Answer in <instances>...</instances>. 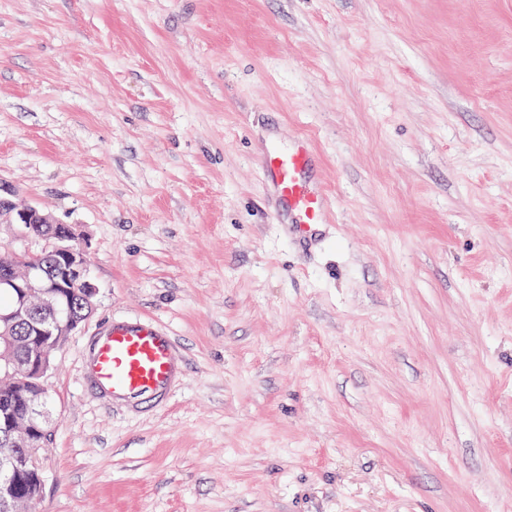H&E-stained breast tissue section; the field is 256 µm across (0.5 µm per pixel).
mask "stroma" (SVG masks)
I'll use <instances>...</instances> for the list:
<instances>
[{
    "mask_svg": "<svg viewBox=\"0 0 512 512\" xmlns=\"http://www.w3.org/2000/svg\"><path fill=\"white\" fill-rule=\"evenodd\" d=\"M301 133L308 248L259 167ZM0 180L97 287L36 512H512V0H0ZM112 317L165 404L87 386ZM85 366L95 390L132 411L166 402L183 375L172 336L141 319L112 320L95 339Z\"/></svg>",
    "mask_w": 512,
    "mask_h": 512,
    "instance_id": "stroma-1",
    "label": "stroma"
}]
</instances>
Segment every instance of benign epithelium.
I'll return each mask as SVG.
<instances>
[{"label": "benign epithelium", "instance_id": "7a95c632", "mask_svg": "<svg viewBox=\"0 0 512 512\" xmlns=\"http://www.w3.org/2000/svg\"><path fill=\"white\" fill-rule=\"evenodd\" d=\"M6 220L19 228L18 237L26 238L32 225L45 226L41 251L60 262L46 268L39 263H25L17 271L0 275V288L13 290L17 299L6 310H0V326L10 330L26 324L35 336H68L80 322L62 313L59 292L74 288L89 309L94 308L96 286L89 277L88 263L75 229L67 224L55 225L53 218L31 205L20 206L14 201V191L0 181V221ZM4 359L5 371L16 377L14 393L27 400V410L20 416L3 420L9 447L0 448V512H12L20 501L17 492L21 476L32 474L37 485L43 484L37 448L40 447L37 423L48 421L47 411L36 404V395L45 390L43 385L33 389L29 379H40L47 373L45 351L37 344L30 349L23 370L19 371Z\"/></svg>", "mask_w": 512, "mask_h": 512}]
</instances>
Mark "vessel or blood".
I'll return each mask as SVG.
<instances>
[{
	"label": "vessel or blood",
	"mask_w": 512,
	"mask_h": 512,
	"mask_svg": "<svg viewBox=\"0 0 512 512\" xmlns=\"http://www.w3.org/2000/svg\"><path fill=\"white\" fill-rule=\"evenodd\" d=\"M314 162L312 144L303 136L285 150L268 146L262 161L272 185L271 206L287 214L290 229L303 240L312 239L326 215V193L308 178ZM85 366L95 390L133 411L166 402L183 375L172 336L141 319L112 322L95 339Z\"/></svg>",
	"instance_id": "vessel-or-blood-1"
}]
</instances>
